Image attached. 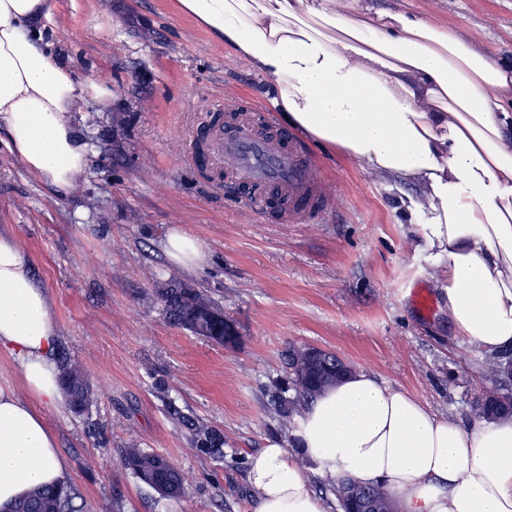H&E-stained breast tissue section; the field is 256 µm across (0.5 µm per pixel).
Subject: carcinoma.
<instances>
[{
  "instance_id": "carcinoma-1",
  "label": "carcinoma",
  "mask_w": 512,
  "mask_h": 512,
  "mask_svg": "<svg viewBox=\"0 0 512 512\" xmlns=\"http://www.w3.org/2000/svg\"><path fill=\"white\" fill-rule=\"evenodd\" d=\"M158 299L173 326L220 346L234 347L238 344L240 336L234 324L224 318L223 310L207 293L171 280L166 287L158 289ZM305 350L306 347L300 345L288 352L286 390L292 395L282 398V403L290 416L301 414L306 402L354 371L353 365L348 362L342 363V370H336V354L330 351L325 352L328 368L315 370L305 357ZM485 370L497 385L477 398L473 412L477 418L499 419L508 415L509 396L512 395V362L499 354L485 361ZM59 383L72 411L78 415L88 413L97 400V393L82 369L64 363L60 369ZM174 416L191 432V443L195 450L220 452L224 440L213 430L190 420L177 410ZM121 465L164 498L178 499L185 495L181 472L160 453L132 445L123 450ZM336 498L341 512H365L367 503L370 504V512H398L397 504L384 487L361 486L348 478L342 479L336 487ZM74 499L75 491L68 483L39 487L7 505L3 512H77Z\"/></svg>"
}]
</instances>
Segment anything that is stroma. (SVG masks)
Returning <instances> with one entry per match:
<instances>
[{
  "label": "stroma",
  "mask_w": 512,
  "mask_h": 512,
  "mask_svg": "<svg viewBox=\"0 0 512 512\" xmlns=\"http://www.w3.org/2000/svg\"><path fill=\"white\" fill-rule=\"evenodd\" d=\"M463 31L512 63V0H359ZM45 35L58 61L110 88L76 120L90 149L67 190L32 176L0 127V234L25 252L53 304L55 354L79 364L98 394L89 414L42 413L66 457L80 512H251L249 455L294 433L280 405L288 352L306 344L411 392L436 413L470 421L492 383L484 351L457 336L434 260L401 209L410 188L307 142L336 209L314 224L246 215L218 162L198 163L201 107L238 94L270 106L269 80L175 0H55ZM180 228L200 242L192 271L163 244ZM207 292L240 334L225 348L170 325L158 288ZM415 288L434 299L423 311ZM215 429L220 453L190 446L170 407ZM181 470L187 495L167 499L120 465L131 445Z\"/></svg>",
  "instance_id": "35a3bbf8"
}]
</instances>
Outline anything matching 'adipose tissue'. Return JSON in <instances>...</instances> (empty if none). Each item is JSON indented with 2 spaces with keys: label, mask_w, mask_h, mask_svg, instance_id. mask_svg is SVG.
Masks as SVG:
<instances>
[{
  "label": "adipose tissue",
  "mask_w": 512,
  "mask_h": 512,
  "mask_svg": "<svg viewBox=\"0 0 512 512\" xmlns=\"http://www.w3.org/2000/svg\"><path fill=\"white\" fill-rule=\"evenodd\" d=\"M271 80L288 125L363 170L413 184L403 206L459 336L512 349V65L458 29L358 0H176ZM52 0H0V125L25 169L67 189L89 164L74 119L92 88L49 52ZM48 294L0 235V351L29 392L0 385V507L63 482L67 461L41 406L61 403ZM332 482L383 485L400 512H512V419L461 420L358 371L309 401L296 433ZM252 512H327L306 471L273 443L248 459Z\"/></svg>",
  "instance_id": "ef3b65f1"
}]
</instances>
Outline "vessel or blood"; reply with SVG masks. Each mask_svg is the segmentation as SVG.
I'll return each instance as SVG.
<instances>
[{
	"label": "vessel or blood",
	"mask_w": 512,
	"mask_h": 512,
	"mask_svg": "<svg viewBox=\"0 0 512 512\" xmlns=\"http://www.w3.org/2000/svg\"><path fill=\"white\" fill-rule=\"evenodd\" d=\"M224 109L238 112L239 120L214 139L211 151L223 161L227 178L245 188L248 209L263 211L269 199L277 198L300 219L331 212L332 192L313 173L298 137L271 133L269 119L256 110L239 111L237 100H225Z\"/></svg>",
	"instance_id": "b4317fda"
}]
</instances>
